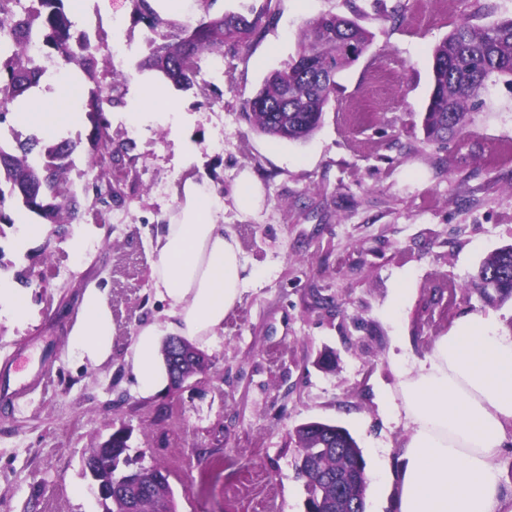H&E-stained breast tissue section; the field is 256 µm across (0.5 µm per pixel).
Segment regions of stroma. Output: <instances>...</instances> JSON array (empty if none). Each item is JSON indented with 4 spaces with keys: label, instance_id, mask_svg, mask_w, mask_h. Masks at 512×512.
<instances>
[{
    "label": "stroma",
    "instance_id": "35a3bbf8",
    "mask_svg": "<svg viewBox=\"0 0 512 512\" xmlns=\"http://www.w3.org/2000/svg\"><path fill=\"white\" fill-rule=\"evenodd\" d=\"M252 10L272 23L225 57V80L204 67L188 91L135 69L150 30L132 0H85L75 16L76 31L98 47L97 72L125 77L111 132L130 149L121 198L98 221L82 194L100 173L90 164L92 127L67 129L76 149L66 188L81 196L79 220L22 247L18 227H0V252L14 265L0 282L13 283L17 269L32 275L31 318H0V367L44 356L51 374L22 398L0 394V512H101L83 461L122 427L132 466L168 470L177 512H306L289 436L311 420L351 433L368 479L381 481L367 489L366 512H394L407 434L390 407L401 365L423 359L462 318L490 313L512 332V305L488 306L469 287L484 258L512 243V87L489 83L471 124L446 143L422 129L435 46L460 22L512 15V0H214L210 8ZM325 14L356 19L373 36L370 48L337 76L309 140L261 134L244 114L246 99L295 55L303 23ZM117 34L125 53L114 60L106 49ZM155 84L191 118L179 138L160 122L124 118L140 88ZM185 142L194 149L189 172L212 185L219 221L252 277L205 353L206 371L145 398L125 357L143 324L167 319L151 279L152 241L176 206ZM245 171L264 188L251 215L234 202ZM78 234L88 245L77 257ZM443 279L456 294L431 306ZM92 284L112 310V355L95 367L67 345ZM319 293L333 296L332 308L315 304ZM327 349L336 355L330 369L318 364Z\"/></svg>",
    "mask_w": 512,
    "mask_h": 512
}]
</instances>
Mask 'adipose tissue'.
<instances>
[{
    "label": "adipose tissue",
    "instance_id": "1",
    "mask_svg": "<svg viewBox=\"0 0 512 512\" xmlns=\"http://www.w3.org/2000/svg\"><path fill=\"white\" fill-rule=\"evenodd\" d=\"M70 92L63 77L47 79L17 120L56 137L82 119ZM174 198L177 206L153 242L151 268L168 319L143 325L126 357L146 396L169 383L164 337L210 347L248 279L236 239L218 221L212 187L188 176L175 184ZM67 345L92 366L111 357L112 311L99 288L85 289ZM398 391L396 410L408 436L397 512H501L499 460L512 433V336L490 316L457 320L423 360L402 368Z\"/></svg>",
    "mask_w": 512,
    "mask_h": 512
}]
</instances>
